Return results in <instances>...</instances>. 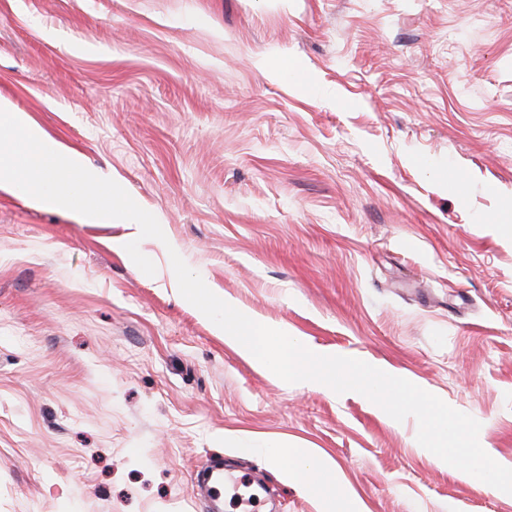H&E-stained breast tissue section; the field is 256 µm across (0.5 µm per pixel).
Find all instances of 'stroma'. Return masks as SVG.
I'll return each mask as SVG.
<instances>
[{
    "mask_svg": "<svg viewBox=\"0 0 512 512\" xmlns=\"http://www.w3.org/2000/svg\"><path fill=\"white\" fill-rule=\"evenodd\" d=\"M288 69H280V62ZM0 98L162 226L0 188V512H512L356 392L289 384L179 293L405 378L512 468V0H0ZM332 462L326 489L266 442ZM241 475L238 476L235 472L224 471V465H215L210 467L202 477L197 481V484L192 488L191 492L194 496H208L214 501H219L224 504V491H235L240 483ZM220 487L222 490V497L218 496L215 488Z\"/></svg>",
    "mask_w": 512,
    "mask_h": 512,
    "instance_id": "obj_1",
    "label": "stroma"
}]
</instances>
